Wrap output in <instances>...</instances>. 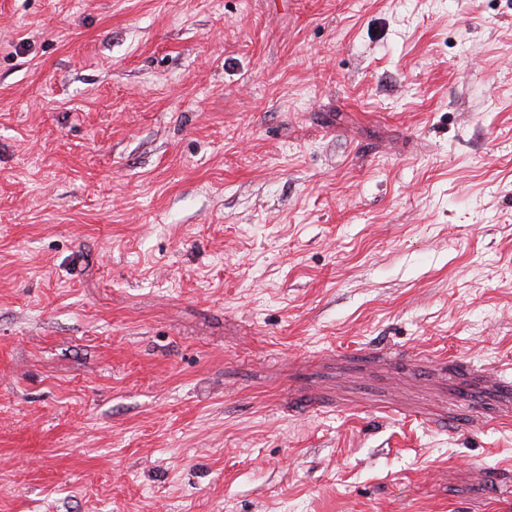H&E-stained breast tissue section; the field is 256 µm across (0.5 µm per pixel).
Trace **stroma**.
Masks as SVG:
<instances>
[{"mask_svg": "<svg viewBox=\"0 0 512 512\" xmlns=\"http://www.w3.org/2000/svg\"><path fill=\"white\" fill-rule=\"evenodd\" d=\"M0 512H512V0H0Z\"/></svg>", "mask_w": 512, "mask_h": 512, "instance_id": "obj_1", "label": "stroma"}]
</instances>
